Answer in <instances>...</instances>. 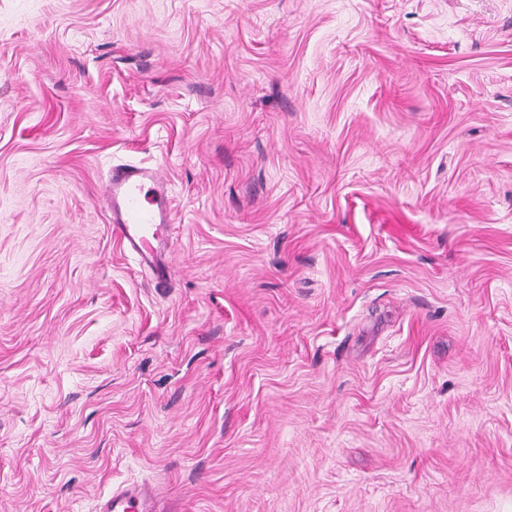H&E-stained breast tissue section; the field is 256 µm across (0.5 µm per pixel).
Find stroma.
<instances>
[{
	"mask_svg": "<svg viewBox=\"0 0 512 512\" xmlns=\"http://www.w3.org/2000/svg\"><path fill=\"white\" fill-rule=\"evenodd\" d=\"M133 484L512 512V0H0V512ZM112 205V235L140 264L153 269L157 284L171 279L167 229L172 200L158 167L120 164L104 186Z\"/></svg>",
	"mask_w": 512,
	"mask_h": 512,
	"instance_id": "stroma-1",
	"label": "stroma"
}]
</instances>
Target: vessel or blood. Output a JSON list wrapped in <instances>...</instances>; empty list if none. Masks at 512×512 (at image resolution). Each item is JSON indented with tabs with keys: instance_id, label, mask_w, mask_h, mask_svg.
<instances>
[{
	"instance_id": "vessel-or-blood-1",
	"label": "vessel or blood",
	"mask_w": 512,
	"mask_h": 512,
	"mask_svg": "<svg viewBox=\"0 0 512 512\" xmlns=\"http://www.w3.org/2000/svg\"><path fill=\"white\" fill-rule=\"evenodd\" d=\"M104 192L112 205V235L139 263L153 269L158 284L171 278L167 230L172 200L159 168L114 166ZM97 512H157L148 488L130 486L101 499Z\"/></svg>"
}]
</instances>
